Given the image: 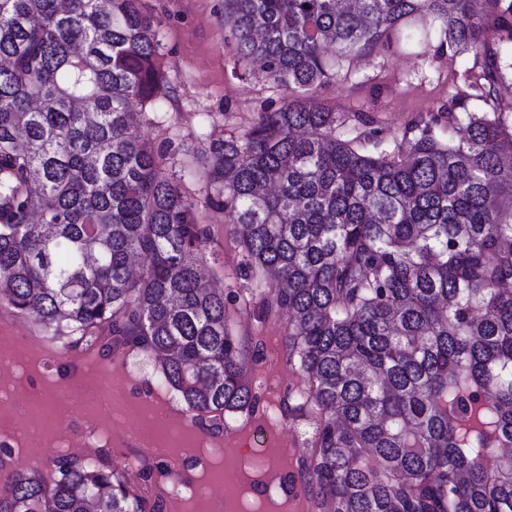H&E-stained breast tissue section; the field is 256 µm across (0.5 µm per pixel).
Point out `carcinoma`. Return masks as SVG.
Masks as SVG:
<instances>
[{
    "mask_svg": "<svg viewBox=\"0 0 512 512\" xmlns=\"http://www.w3.org/2000/svg\"><path fill=\"white\" fill-rule=\"evenodd\" d=\"M416 17L473 54L475 94L391 142L340 135L318 92ZM159 27L142 0H0V299L66 347L151 354L217 420L257 394L195 203L131 122L167 96ZM224 28L288 92L205 175L289 316L293 409L317 414L293 481L319 512H512V0H224ZM57 473H16L0 512L158 508L97 463Z\"/></svg>",
    "mask_w": 512,
    "mask_h": 512,
    "instance_id": "1",
    "label": "carcinoma"
}]
</instances>
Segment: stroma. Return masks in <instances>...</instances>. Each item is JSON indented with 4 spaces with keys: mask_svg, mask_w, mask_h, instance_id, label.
<instances>
[{
    "mask_svg": "<svg viewBox=\"0 0 512 512\" xmlns=\"http://www.w3.org/2000/svg\"><path fill=\"white\" fill-rule=\"evenodd\" d=\"M143 8L161 23L170 85L161 108L138 113L136 122L151 145L170 146L175 177L196 203L197 223L209 230L206 275L224 290L232 334L252 343L249 377L257 406L218 424L196 420L144 352L95 354L87 369L83 349H66L56 340L53 353L42 354L35 345L48 340L43 329L0 310V337L11 338L13 352L23 358L9 381L65 406L64 424L73 438L94 448L97 462L119 473L132 461L150 466L142 483L149 499L165 505L175 494L179 512H222L223 497L213 483L227 457L235 455L242 472L237 512H308L307 493L292 478L312 451L313 423L288 410L289 393L304 385L283 348L288 316L263 312L259 293L266 278L247 267L234 226L197 162L211 141L241 134L259 113L281 107L286 92L258 64L239 62L235 44L225 38L224 0H143ZM438 27L430 19L402 24L391 41L351 57L320 91V100L355 121L356 132L389 140L419 115L440 112L449 99L467 92L474 58L439 51ZM132 406L170 418L176 428L172 441L134 452L122 439L121 425ZM40 432L35 446L28 434L0 420V484L18 470L53 481V461L65 455L66 446L49 427Z\"/></svg>",
    "mask_w": 512,
    "mask_h": 512,
    "instance_id": "35a3bbf8",
    "label": "stroma"
}]
</instances>
